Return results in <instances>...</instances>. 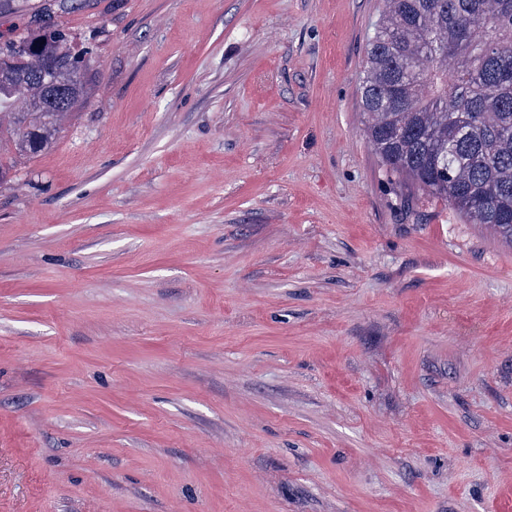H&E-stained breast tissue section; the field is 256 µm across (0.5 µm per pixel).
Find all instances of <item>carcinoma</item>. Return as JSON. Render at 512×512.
Wrapping results in <instances>:
<instances>
[{
  "label": "carcinoma",
  "mask_w": 512,
  "mask_h": 512,
  "mask_svg": "<svg viewBox=\"0 0 512 512\" xmlns=\"http://www.w3.org/2000/svg\"><path fill=\"white\" fill-rule=\"evenodd\" d=\"M0 34L29 52H0V119L15 154L32 158L54 142L52 112L85 95L90 63L73 51L70 33L46 20ZM60 81L30 77V56ZM367 136L386 172L405 177L473 224L512 243V0H385L368 42L360 84ZM25 112H4L18 100Z\"/></svg>",
  "instance_id": "obj_1"
}]
</instances>
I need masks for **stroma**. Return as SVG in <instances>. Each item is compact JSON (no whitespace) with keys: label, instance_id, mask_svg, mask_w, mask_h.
Returning <instances> with one entry per match:
<instances>
[{"label":"stroma","instance_id":"1","mask_svg":"<svg viewBox=\"0 0 512 512\" xmlns=\"http://www.w3.org/2000/svg\"><path fill=\"white\" fill-rule=\"evenodd\" d=\"M383 0H68L0 185V512H512V244L386 173ZM51 4H41L35 10L30 25L23 29H14L7 35L0 34V109L9 108L18 99L27 102V112H0V142L2 118L8 117L6 128L15 154L32 158L47 150L54 142L59 131L58 120L65 114L61 110L52 112V99L61 96L66 101L67 111L85 95L86 75L90 69V60L84 63L82 56L73 51L69 38L71 34L58 25L50 24ZM22 39L32 55L53 68V73L61 81L52 86L49 68L39 60L33 59L30 69V56L18 52L23 46L16 42L15 52L2 53V43H12ZM79 66V76L67 77ZM35 80V81H34ZM40 81V82H37ZM44 83V84H42Z\"/></svg>","mask_w":512,"mask_h":512}]
</instances>
